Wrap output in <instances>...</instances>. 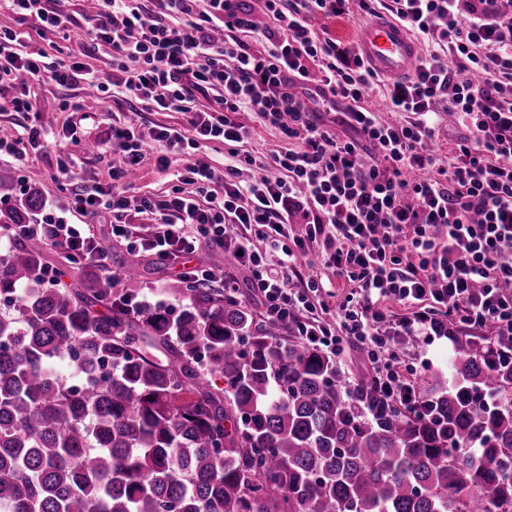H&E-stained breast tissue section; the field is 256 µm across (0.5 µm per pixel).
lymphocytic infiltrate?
<instances>
[{"instance_id": "f902f5d3", "label": "lymphocytic infiltrate", "mask_w": 512, "mask_h": 512, "mask_svg": "<svg viewBox=\"0 0 512 512\" xmlns=\"http://www.w3.org/2000/svg\"><path fill=\"white\" fill-rule=\"evenodd\" d=\"M0 2L19 23L0 29V96L10 95L14 111H33L24 89L44 75L63 87H118L148 109L183 114L180 126L152 133L166 147L160 166L207 143L226 150L223 168L199 161L166 195L130 197L126 181L144 139L133 126L113 125L120 159L111 190L78 188L77 165L57 162L82 223L49 212L16 234H42L106 271L107 248L90 226L105 210L113 242L131 253L167 261L222 247L245 271L263 320L335 359L364 353L350 389L371 418L394 405L422 409L421 358L410 341L452 345L466 330L491 337L492 361L512 367V13L498 0H259L256 9L245 0H149L145 9L102 0L84 21L85 51L110 47L106 81L79 62L21 54L23 24L52 33L76 26L58 0ZM383 9L437 46L411 76L387 83L309 24L315 15L375 17ZM247 33L257 45L244 41ZM378 86L403 120L383 121L366 106ZM216 89L218 107H196L197 96ZM441 97L467 129L448 169L429 148ZM244 112L279 132L278 149L245 150ZM253 169L260 177L243 179ZM132 209L154 215L149 235L123 222ZM105 280L110 289L120 284L108 271Z\"/></svg>"}]
</instances>
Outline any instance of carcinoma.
I'll return each mask as SVG.
<instances>
[{
	"label": "carcinoma",
	"mask_w": 512,
	"mask_h": 512,
	"mask_svg": "<svg viewBox=\"0 0 512 512\" xmlns=\"http://www.w3.org/2000/svg\"><path fill=\"white\" fill-rule=\"evenodd\" d=\"M42 247H0V512H512V368L482 343L457 339L424 414L370 419L280 323L184 280L176 315L48 283ZM143 289L127 267L123 293Z\"/></svg>",
	"instance_id": "carcinoma-1"
}]
</instances>
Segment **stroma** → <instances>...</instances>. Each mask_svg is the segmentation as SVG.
<instances>
[{
  "label": "stroma",
  "mask_w": 512,
  "mask_h": 512,
  "mask_svg": "<svg viewBox=\"0 0 512 512\" xmlns=\"http://www.w3.org/2000/svg\"><path fill=\"white\" fill-rule=\"evenodd\" d=\"M86 37L82 29L76 28L69 36L41 35L31 33L27 49L44 52L55 58H80ZM28 98L40 112L53 115V132L45 148L29 153L25 160L0 154V174L10 176L14 191L10 196L0 195V217L17 207L34 191L43 196L44 205L56 211L67 210L69 192L53 178L59 156L75 159L88 191L110 190L112 187V152L105 142L113 122L133 121L140 132H149L158 126H176L183 116L178 112L141 111L130 112L126 103L112 97L111 93H100L83 87L63 88L48 78L31 82L26 90ZM79 104V111H72V104ZM204 160L215 166L224 163V147L209 144L183 155L173 156L169 168L159 167L153 151H146L138 177L129 187L130 196L144 194H166L174 184V176L187 165ZM111 213H101L94 221L93 231L104 245L113 252L112 269L123 272L129 263L135 262L141 268L145 282L144 294L153 303L180 311L183 302L172 296L168 288L177 282L187 265L223 266L224 251L218 247H202L191 261L181 259L168 263L155 261L148 255L133 256L125 248L114 245L111 236Z\"/></svg>",
  "instance_id": "stroma-1"
}]
</instances>
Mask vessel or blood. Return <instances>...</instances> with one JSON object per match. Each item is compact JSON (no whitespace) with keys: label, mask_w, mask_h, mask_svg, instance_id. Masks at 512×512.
Masks as SVG:
<instances>
[{"label":"vessel or blood","mask_w":512,"mask_h":512,"mask_svg":"<svg viewBox=\"0 0 512 512\" xmlns=\"http://www.w3.org/2000/svg\"><path fill=\"white\" fill-rule=\"evenodd\" d=\"M355 40L365 61L379 74L398 79L418 64L416 39L399 22L377 18L359 26Z\"/></svg>","instance_id":"obj_1"}]
</instances>
